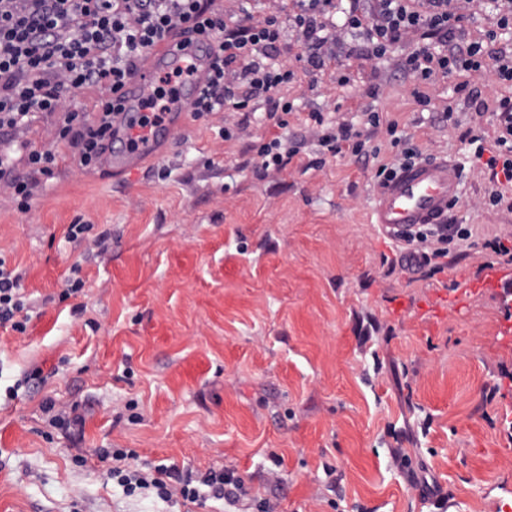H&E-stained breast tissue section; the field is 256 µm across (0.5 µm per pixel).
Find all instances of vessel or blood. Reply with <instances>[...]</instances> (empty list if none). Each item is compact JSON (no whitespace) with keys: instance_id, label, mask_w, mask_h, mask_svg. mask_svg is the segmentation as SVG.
Segmentation results:
<instances>
[{"instance_id":"vessel-or-blood-1","label":"vessel or blood","mask_w":512,"mask_h":512,"mask_svg":"<svg viewBox=\"0 0 512 512\" xmlns=\"http://www.w3.org/2000/svg\"><path fill=\"white\" fill-rule=\"evenodd\" d=\"M157 64L168 70L180 67L182 54L169 45L156 48L149 64L126 88L131 100L129 108L112 122L113 139L126 144L120 160L129 167L148 158L157 141L172 138L180 122L178 113L171 112L161 121L146 126L140 123L137 104L146 96ZM458 186V169L451 161L426 160L412 164L381 187L372 221L392 238L420 225L445 223Z\"/></svg>"}]
</instances>
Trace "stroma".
<instances>
[{"instance_id": "1", "label": "stroma", "mask_w": 512, "mask_h": 512, "mask_svg": "<svg viewBox=\"0 0 512 512\" xmlns=\"http://www.w3.org/2000/svg\"><path fill=\"white\" fill-rule=\"evenodd\" d=\"M348 9L340 0L329 22L338 67L306 69L285 30L273 57L295 73L277 91L293 105L285 130L260 100L247 120L229 107L189 114L156 156L119 174L53 145V118L11 133L54 147L56 162L28 213L0 185V258L21 271L30 317L23 334L0 326V512H235L153 488L125 495L103 448L233 470L274 512L512 502V311L482 286L512 272L484 247L512 248V213L490 205L462 143L472 132L493 148L492 110L512 84L487 70L416 82L397 68L402 48L367 56L343 26ZM316 110L360 131L378 113L368 156L331 157ZM391 122L423 158L461 165L448 221L472 236L449 245L438 272L371 222L376 170L401 152ZM281 132L299 154L279 172L250 167L252 146ZM77 219L91 231L72 241ZM76 262L84 287L61 299ZM49 400L78 405L83 429L50 424Z\"/></svg>"}]
</instances>
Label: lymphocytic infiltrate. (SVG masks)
<instances>
[{"instance_id": "lymphocytic-infiltrate-1", "label": "lymphocytic infiltrate", "mask_w": 512, "mask_h": 512, "mask_svg": "<svg viewBox=\"0 0 512 512\" xmlns=\"http://www.w3.org/2000/svg\"><path fill=\"white\" fill-rule=\"evenodd\" d=\"M448 3L352 0L345 25L366 36L370 54L376 58L403 44L408 36H416L417 46L402 57L399 67L419 80L488 65L500 80L512 82V51L503 47L487 51L481 42L467 41L468 17L450 10ZM212 4L213 0H0V131L25 126L39 113L57 115L54 141L67 143L81 167L96 166L112 147L113 115L126 108L124 87L154 48L169 40L182 51L185 62L183 69L174 70V77L194 76L201 67L206 70L189 103L194 117H206L228 104L241 111L266 95L269 118L275 119L278 128H286L284 115L293 105L272 99L271 94L288 83L293 73L273 66L269 57L277 51L288 25L305 48L304 62L322 69L332 58L325 31L335 0H296L297 10L288 20L271 14L250 24L227 23ZM86 88L101 94L91 121L64 106L66 91ZM498 108L496 151L487 152L480 136H472L471 160L489 172L490 203L512 211V201L498 190L501 183H512V97L501 98ZM309 119L322 129L320 145L335 156L364 154L372 129L380 124L373 112L367 115L365 132L345 122L325 127L318 112L310 113ZM21 150L27 166L23 174L16 170L12 151L0 144V185L11 190L19 211L25 213L43 179L52 175L55 155L26 144ZM24 309L20 277L0 259V325L25 333ZM100 457L115 460L111 475L129 495L153 487L161 498L177 492L194 501L206 487L213 498L231 504L249 495L244 481L230 470L194 476L158 465L149 479L131 467L126 450H105Z\"/></svg>"}]
</instances>
